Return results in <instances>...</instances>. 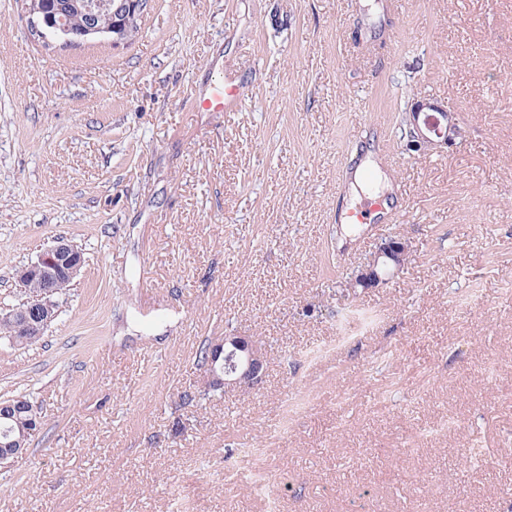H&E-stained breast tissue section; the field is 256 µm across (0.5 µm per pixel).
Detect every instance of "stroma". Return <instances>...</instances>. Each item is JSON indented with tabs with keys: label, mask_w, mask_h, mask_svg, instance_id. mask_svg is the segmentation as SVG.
Here are the masks:
<instances>
[{
	"label": "stroma",
	"mask_w": 512,
	"mask_h": 512,
	"mask_svg": "<svg viewBox=\"0 0 512 512\" xmlns=\"http://www.w3.org/2000/svg\"><path fill=\"white\" fill-rule=\"evenodd\" d=\"M228 75L242 106L195 111ZM421 101L455 146L407 151ZM389 235L404 268L346 288ZM59 236L55 320L0 339V401L42 416L0 512H512V0H149L119 47L0 0V309ZM232 329L262 382L182 404Z\"/></svg>",
	"instance_id": "35a3bbf8"
}]
</instances>
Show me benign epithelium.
I'll use <instances>...</instances> for the list:
<instances>
[{
    "label": "benign epithelium",
    "instance_id": "1",
    "mask_svg": "<svg viewBox=\"0 0 512 512\" xmlns=\"http://www.w3.org/2000/svg\"><path fill=\"white\" fill-rule=\"evenodd\" d=\"M147 0H72L68 6L82 12L85 23L80 34L75 35L66 25L54 23L40 15L36 3L28 6L36 34L45 40L61 39L66 42L84 41L98 36H108L113 43L118 39L112 32L99 25L104 13L128 18L143 11ZM406 123L412 134L407 141L413 150H431L455 144L460 130L447 109L431 102L417 103L407 113ZM409 255L408 242L399 237H385L376 245L366 262L357 267L347 283L350 289L376 287L405 266ZM82 267L78 249L66 238L58 237L45 247L37 259L26 265L29 279L37 282L40 292L24 306H15L0 313V322L8 325L7 335L12 341L27 340L43 335L55 319V298L70 286ZM267 351L255 337L229 333L211 343L204 390H243L257 387L263 378ZM27 415L26 426L20 428L19 437L0 444V455L17 460L25 455L27 446L22 439L37 434L42 427V417L35 414L30 401L16 398L0 401V421L12 420L18 414Z\"/></svg>",
    "mask_w": 512,
    "mask_h": 512
}]
</instances>
